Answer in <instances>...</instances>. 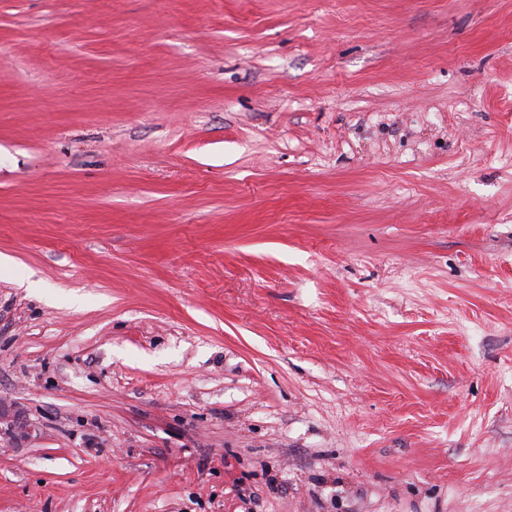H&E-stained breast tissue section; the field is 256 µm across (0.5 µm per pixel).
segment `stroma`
Returning a JSON list of instances; mask_svg holds the SVG:
<instances>
[{
    "label": "stroma",
    "mask_w": 512,
    "mask_h": 512,
    "mask_svg": "<svg viewBox=\"0 0 512 512\" xmlns=\"http://www.w3.org/2000/svg\"><path fill=\"white\" fill-rule=\"evenodd\" d=\"M0 512H512V0H0Z\"/></svg>",
    "instance_id": "obj_1"
}]
</instances>
